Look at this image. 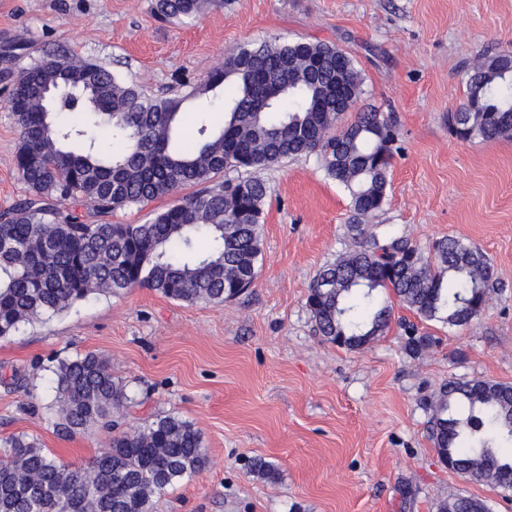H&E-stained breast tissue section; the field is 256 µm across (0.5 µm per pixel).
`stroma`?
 Returning a JSON list of instances; mask_svg holds the SVG:
<instances>
[{
	"instance_id": "35a3bbf8",
	"label": "stroma",
	"mask_w": 512,
	"mask_h": 512,
	"mask_svg": "<svg viewBox=\"0 0 512 512\" xmlns=\"http://www.w3.org/2000/svg\"><path fill=\"white\" fill-rule=\"evenodd\" d=\"M153 3L0 0V211L28 194L5 108L19 64L60 52L159 93L203 80L241 47L320 40L353 56L360 107L396 125L379 233L425 250L448 236L470 242L491 259L499 290L464 329L398 305L363 349L323 340L307 297L348 243L349 196L315 158L288 161L260 173L262 261L239 298L94 294L0 339V439L25 436L85 466L105 434L64 437L48 406L59 361L93 351L132 398L121 429L166 412L202 434L207 467L157 496L153 512H436L451 493L512 512V494L449 470L427 429L448 381L512 385V139L465 142L448 128L464 67L512 45V0H213L198 19L168 22ZM408 324L434 345L408 350ZM14 375L23 388L6 385ZM258 458L274 477L254 472Z\"/></svg>"
}]
</instances>
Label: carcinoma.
<instances>
[{
    "label": "carcinoma",
    "mask_w": 512,
    "mask_h": 512,
    "mask_svg": "<svg viewBox=\"0 0 512 512\" xmlns=\"http://www.w3.org/2000/svg\"><path fill=\"white\" fill-rule=\"evenodd\" d=\"M209 0H155L162 20H194ZM512 48L466 71L465 102L448 114L464 141L512 138ZM79 98L74 112L93 126L63 124L37 95L45 81ZM362 80L351 56L321 41H264L224 58L184 92L149 93L93 60L66 55L17 67L7 107L19 132L16 167L30 194L0 212V338L59 314L91 294L131 285L188 304H222L244 294L262 257L261 215L268 194L257 173L310 155L349 196L352 247L313 281L308 306L325 341L360 349L391 320L387 295L425 321L464 328L497 287L490 259L450 236L433 255L406 237L381 238L363 220L382 210L396 141L380 113H358L334 130L336 96L357 103ZM224 99V127L201 126L188 149L173 145L189 101L207 112ZM224 175V181L214 180ZM197 187L145 224H114L117 208ZM76 203L99 217L83 222ZM55 427L73 435L97 426L106 448L73 468L22 436L0 440V512H152L153 498L206 464L200 432L173 413L118 430L130 401L107 360L95 353L59 362ZM429 435L450 470L506 490L512 479V385L450 381L429 420ZM438 512H488L480 499L450 495Z\"/></svg>",
    "instance_id": "obj_1"
}]
</instances>
